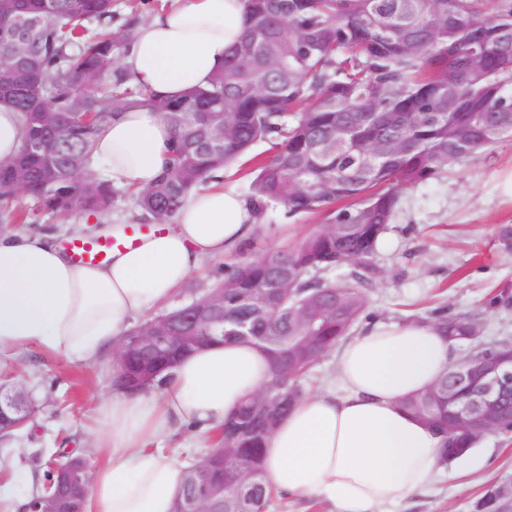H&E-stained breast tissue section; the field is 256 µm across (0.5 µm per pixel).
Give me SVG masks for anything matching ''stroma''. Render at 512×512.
I'll return each mask as SVG.
<instances>
[{
  "label": "stroma",
  "instance_id": "35a3bbf8",
  "mask_svg": "<svg viewBox=\"0 0 512 512\" xmlns=\"http://www.w3.org/2000/svg\"><path fill=\"white\" fill-rule=\"evenodd\" d=\"M505 224H512V141L404 193L377 252L384 278L371 294L373 320L402 323L415 314L429 316L442 305L456 313L471 311L494 289L512 284V253L499 245ZM322 226L317 215L296 220L285 218L283 208L269 209L242 254L296 244ZM238 257L205 260L167 308L187 303L190 290L222 281L225 266ZM115 374L110 362L90 366L34 348L1 354L0 380L23 384L33 413L25 429L0 443V484L16 476L42 482L46 466L35 460L36 452L60 459L66 449L88 448V433L99 426L97 387L112 385ZM449 468L453 479L433 482L394 512H468L486 484L512 475V441L487 436Z\"/></svg>",
  "mask_w": 512,
  "mask_h": 512
}]
</instances>
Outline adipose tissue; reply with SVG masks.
I'll use <instances>...</instances> for the list:
<instances>
[{
	"label": "adipose tissue",
	"instance_id": "1",
	"mask_svg": "<svg viewBox=\"0 0 512 512\" xmlns=\"http://www.w3.org/2000/svg\"><path fill=\"white\" fill-rule=\"evenodd\" d=\"M244 19V0H168L136 29L120 64L131 82L161 95L205 85ZM171 138L160 113H122L99 131L91 167L146 188ZM255 230L247 202L219 185L191 193L167 230L99 264L74 262L58 232L0 230V353L35 347L98 363L138 315L164 303L205 259L241 249ZM453 354L428 322H379L353 336L332 385L303 397L269 435L267 484L331 512H378L448 478L441 437L402 402L430 387ZM270 376L262 348L224 342L180 358L158 386L100 392L90 512H172L185 466L156 441L208 439Z\"/></svg>",
	"mask_w": 512,
	"mask_h": 512
}]
</instances>
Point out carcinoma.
<instances>
[{
  "mask_svg": "<svg viewBox=\"0 0 512 512\" xmlns=\"http://www.w3.org/2000/svg\"><path fill=\"white\" fill-rule=\"evenodd\" d=\"M38 18L22 78L0 83V104L26 116V136L46 143L0 165V223L23 224V195L64 219L103 217L112 183L89 171L95 138L110 117L136 108L160 113L173 141L159 178L137 192L146 224H170L184 199L233 164L253 162L248 205L261 218L272 205L290 218L316 214L324 227L298 244L227 266L224 325L199 330L234 335L249 319L251 342L288 358L271 361L262 389L304 393L302 379L367 318L382 279L378 243L404 192L454 164L512 140V0H245L243 35L201 87L159 98L129 86L121 50L141 23L136 13L113 27L112 0H0V18ZM421 49H409L411 39ZM485 62L475 68L472 58ZM474 132L457 142V128ZM258 143L272 155L251 154ZM27 187L7 185L14 168ZM336 291L333 308L311 296ZM431 322L454 343L486 350L481 313L441 306ZM405 408L429 424L443 412L435 386ZM269 431L242 407L214 438L224 449V512H268L273 497L262 467ZM491 482L470 512H495Z\"/></svg>",
  "mask_w": 512,
  "mask_h": 512,
  "instance_id": "cac0c4a2",
  "label": "carcinoma"
}]
</instances>
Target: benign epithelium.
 Returning a JSON list of instances; mask_svg holds the SVG:
<instances>
[{
	"mask_svg": "<svg viewBox=\"0 0 512 512\" xmlns=\"http://www.w3.org/2000/svg\"><path fill=\"white\" fill-rule=\"evenodd\" d=\"M38 26L34 18H18L0 22V33L16 34L20 30L33 36ZM224 320V298L206 304V312L198 310L174 315L166 335L158 336L149 328L133 337L126 351L114 361L118 381L127 390L139 388L149 372L160 373L190 346L214 340L212 336H190L194 322L203 318ZM439 385L454 397V408L448 411V431L463 430L477 439L494 435L504 426L512 428V354L497 352L475 363L471 353L457 359ZM28 394L19 383L0 384V437L22 427L29 419ZM56 473L55 489L49 495L36 496L24 512H84L89 463L75 457L62 464L51 463ZM191 468L198 473L199 494L185 500L186 512H214L208 505L211 490L224 478V448H214Z\"/></svg>",
	"mask_w": 512,
	"mask_h": 512,
	"instance_id": "7a95c632",
	"label": "benign epithelium"
}]
</instances>
